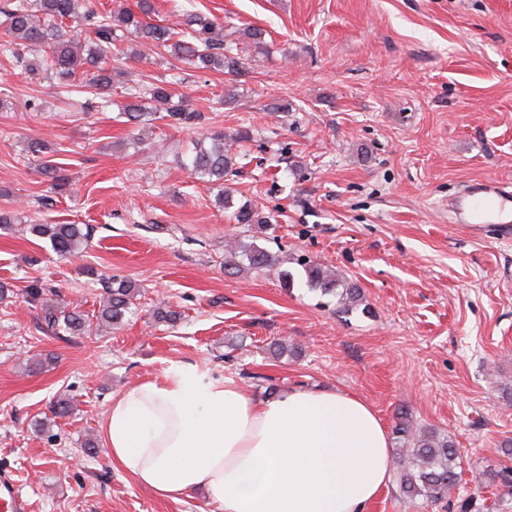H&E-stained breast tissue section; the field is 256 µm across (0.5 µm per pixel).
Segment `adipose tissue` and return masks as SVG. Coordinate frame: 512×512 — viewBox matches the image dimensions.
I'll list each match as a JSON object with an SVG mask.
<instances>
[{
	"label": "adipose tissue",
	"mask_w": 512,
	"mask_h": 512,
	"mask_svg": "<svg viewBox=\"0 0 512 512\" xmlns=\"http://www.w3.org/2000/svg\"><path fill=\"white\" fill-rule=\"evenodd\" d=\"M114 463L161 497L203 490L221 512H370L393 471L387 431L348 392L257 399L193 363L114 394Z\"/></svg>",
	"instance_id": "1"
}]
</instances>
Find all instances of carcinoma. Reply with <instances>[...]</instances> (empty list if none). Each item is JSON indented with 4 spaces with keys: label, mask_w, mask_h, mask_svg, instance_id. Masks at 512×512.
Returning a JSON list of instances; mask_svg holds the SVG:
<instances>
[{
    "label": "carcinoma",
    "mask_w": 512,
    "mask_h": 512,
    "mask_svg": "<svg viewBox=\"0 0 512 512\" xmlns=\"http://www.w3.org/2000/svg\"><path fill=\"white\" fill-rule=\"evenodd\" d=\"M0 22L7 40L0 43V56L9 66L22 74L45 72L63 81L77 72L91 73V91L71 106L81 111L112 106V71L106 60L142 54H128L124 41L128 36L142 39L160 51L200 71L238 75L244 71L251 47L260 52L266 47V32L257 27H246L241 37L245 47L224 38V24L215 18L188 13L171 26L148 22L156 14L155 0H136L135 8H121L106 13L90 6V0H11L0 9ZM129 102L123 105V114L137 127L153 125L166 120L172 127L190 125L201 115L189 107L185 96L174 93L172 82L161 79L141 80L124 88ZM237 137L221 130H210L193 143L191 153L183 162L191 177L216 191L218 202L232 205L226 182L236 176L233 146ZM60 167L41 163L42 174L53 181V189L61 192L68 178L59 174ZM239 224L252 226L268 224L271 216L249 202L234 212ZM29 231L37 238L49 241L52 249L64 258L76 257L86 249L89 241L85 224H31ZM280 265L279 257L245 237L238 236L225 245L224 268L232 273L243 269L273 272ZM308 285L323 295H337L336 312L351 310L360 291L347 288L336 292V274L318 262L304 264ZM140 287L129 280H112L98 308V325L119 328L129 314L138 310ZM44 320L55 333L84 335L91 324L77 308L67 304H43ZM154 317L163 323L175 325L180 314L166 304L153 309ZM402 444L406 465L397 472L399 492L407 497H424L440 502L451 497L461 482L462 472L458 449L446 435L435 430L417 429L409 420H402L395 428Z\"/></svg>",
    "instance_id": "1"
}]
</instances>
